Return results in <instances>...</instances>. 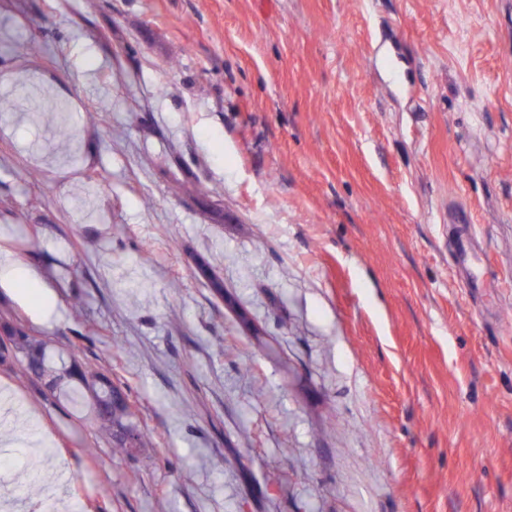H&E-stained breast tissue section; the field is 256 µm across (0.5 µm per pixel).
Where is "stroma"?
<instances>
[{"label":"stroma","instance_id":"obj_1","mask_svg":"<svg viewBox=\"0 0 512 512\" xmlns=\"http://www.w3.org/2000/svg\"><path fill=\"white\" fill-rule=\"evenodd\" d=\"M0 99V323L151 435L0 365V512H512V0H0ZM458 251H459V263L462 268V272L464 275V281H471L474 276V268L476 263H481L482 254H477L475 250V246L473 245L470 238L463 240H458ZM66 369L68 378L54 388H46L43 395L46 397L64 396L69 401L71 394L78 389L86 393L91 420L95 431L103 438L112 440V453L132 456L136 448H144L150 441L149 434L140 427L137 410L129 402V396L112 379L94 368L82 365L75 357ZM77 382V384H74ZM129 429L132 440L128 444L120 438V433Z\"/></svg>","mask_w":512,"mask_h":512}]
</instances>
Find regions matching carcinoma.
Segmentation results:
<instances>
[{"label":"carcinoma","instance_id":"1","mask_svg":"<svg viewBox=\"0 0 512 512\" xmlns=\"http://www.w3.org/2000/svg\"><path fill=\"white\" fill-rule=\"evenodd\" d=\"M6 337L0 336V364L19 367V371L30 378L40 374L49 378L56 376L64 360H55L45 342L30 335L21 327L4 323L0 327ZM68 378L60 385L43 391L47 397L71 398L79 389L86 393L91 420L95 431L103 438L112 440V453L131 456L134 448L126 446L120 433L131 431L135 448H144L149 443V434L140 427L137 410L129 402V396L105 373L71 360L67 368Z\"/></svg>","mask_w":512,"mask_h":512}]
</instances>
